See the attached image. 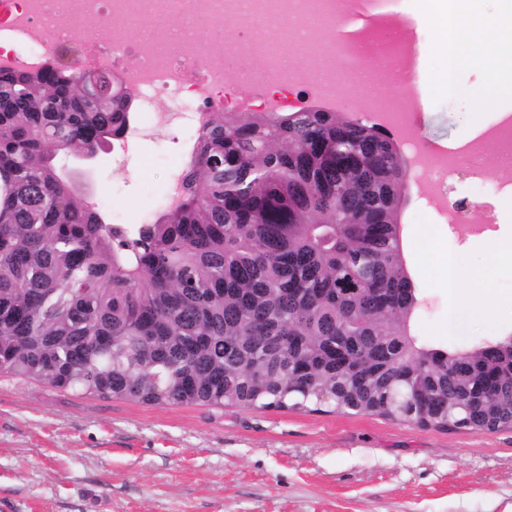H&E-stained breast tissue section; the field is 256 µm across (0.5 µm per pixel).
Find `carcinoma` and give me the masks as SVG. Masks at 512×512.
<instances>
[{
    "instance_id": "1",
    "label": "carcinoma",
    "mask_w": 512,
    "mask_h": 512,
    "mask_svg": "<svg viewBox=\"0 0 512 512\" xmlns=\"http://www.w3.org/2000/svg\"><path fill=\"white\" fill-rule=\"evenodd\" d=\"M0 70V376L142 404L512 430V340L419 346L399 143L320 107L211 112L179 203L104 223L54 164L135 118L109 74Z\"/></svg>"
}]
</instances>
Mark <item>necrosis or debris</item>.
Here are the masks:
<instances>
[{"label":"necrosis or debris","mask_w":512,"mask_h":512,"mask_svg":"<svg viewBox=\"0 0 512 512\" xmlns=\"http://www.w3.org/2000/svg\"><path fill=\"white\" fill-rule=\"evenodd\" d=\"M339 0H0V70L37 71L53 66L70 37L68 21L97 20L87 49L74 56L80 72L114 74L143 104L162 99L168 109L154 115L156 123L200 129L208 113L223 111L288 112L307 109L310 101L330 102L340 93L347 64L379 54L390 82L398 80L397 49L388 45L374 50L372 43L353 48L338 44L336 15ZM153 11L147 33L113 26L117 12L136 17ZM190 14L196 32H218L233 21L239 33L232 47L198 42L187 49L180 28L170 17ZM270 22L286 21L303 28L306 18L322 14L321 34L313 38L315 55L307 67L275 69L263 59V45L250 23L253 14ZM245 58L249 66L228 72L227 54ZM404 145L411 154L425 156L424 178L436 194H444L449 174L469 169L481 175L478 165H466L449 151L429 155L417 127H411Z\"/></svg>","instance_id":"4bbe7bcc"}]
</instances>
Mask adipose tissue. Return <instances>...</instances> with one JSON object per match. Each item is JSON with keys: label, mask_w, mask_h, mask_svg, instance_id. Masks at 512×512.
I'll list each match as a JSON object with an SVG mask.
<instances>
[{"label": "adipose tissue", "mask_w": 512, "mask_h": 512, "mask_svg": "<svg viewBox=\"0 0 512 512\" xmlns=\"http://www.w3.org/2000/svg\"><path fill=\"white\" fill-rule=\"evenodd\" d=\"M501 2L500 12L492 16L479 13L474 0H434L431 10L416 15L418 25H437L448 46L441 67L429 73L432 85L453 90L460 68L482 65L488 58L492 72L502 80V89L512 94V0ZM470 286L469 298L453 311L451 335L464 334L471 325L490 320L484 285L474 278Z\"/></svg>", "instance_id": "ef3b65f1"}]
</instances>
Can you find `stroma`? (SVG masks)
I'll return each instance as SVG.
<instances>
[{
	"label": "stroma",
	"mask_w": 512,
	"mask_h": 512,
	"mask_svg": "<svg viewBox=\"0 0 512 512\" xmlns=\"http://www.w3.org/2000/svg\"><path fill=\"white\" fill-rule=\"evenodd\" d=\"M366 78L382 95L409 99L426 116L421 134L432 149L494 123L512 97L483 101L486 71L463 69L453 92L381 84L373 61ZM184 131L160 128L135 140L122 162L85 163L59 155L78 173L82 196L100 198L106 217H156L182 154ZM451 176L448 199L474 202L476 232L455 234L447 216L409 183L399 222L406 267L421 307L411 320L418 343L453 348L450 296L437 272L453 258L486 285L495 335H512V272L486 249L498 238L512 250V186ZM0 512H512V431L471 434L423 428L354 413L196 405H147L0 376Z\"/></svg>",
	"instance_id": "stroma-1"
}]
</instances>
